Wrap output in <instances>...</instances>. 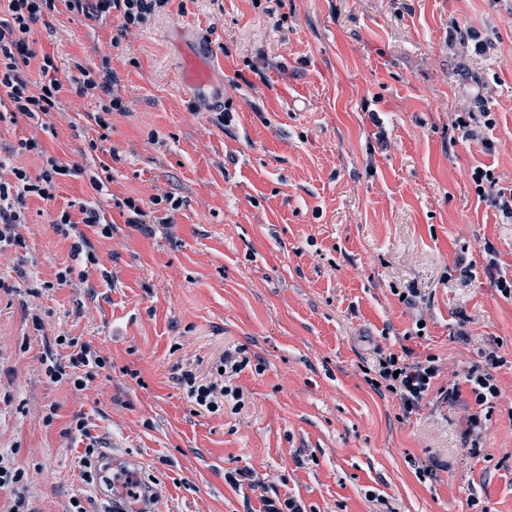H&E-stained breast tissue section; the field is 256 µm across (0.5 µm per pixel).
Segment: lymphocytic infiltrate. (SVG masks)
<instances>
[{
  "mask_svg": "<svg viewBox=\"0 0 512 512\" xmlns=\"http://www.w3.org/2000/svg\"><path fill=\"white\" fill-rule=\"evenodd\" d=\"M7 11L0 16V89L4 90L14 108L20 114L32 117L37 113H47L55 108L63 89L62 83L53 77L54 59L50 55L39 56L29 43L33 27L45 15L56 11L57 7L75 15L96 20L106 16L119 19V33L133 28H142L164 9L169 0H7ZM40 58V70L43 80L37 92H30L29 82L23 69L29 66L31 59ZM7 167L0 160V169ZM10 168V167H7ZM15 177L14 183L0 181V242L10 241L21 245L22 240L13 236L15 225L25 219V201L27 195L35 194L48 199L55 187V178L63 174L64 168L55 159H48L46 167L38 178H30L25 169L10 168ZM80 220H73L69 212H61L54 224L58 233L69 235L77 225L99 229L102 235H110L111 225L102 221L98 210L80 207ZM85 233L80 234L71 245L73 257H85L88 263H95L93 245ZM501 357L496 352L485 354L481 363L472 365L464 377L463 384H452L443 389L441 395L446 402H454L460 394L461 386H468L478 407L477 412L469 415L465 436L480 437L484 427L479 413L481 406L492 403L499 396L495 382L494 369L500 367ZM375 373L387 391L398 395L401 402L407 403L410 410L419 409L423 400L432 389V381L438 375V366L434 358L409 360L396 354L379 359ZM25 472L16 467L7 450L0 448V490H9L11 497L6 512H33L24 481Z\"/></svg>",
  "mask_w": 512,
  "mask_h": 512,
  "instance_id": "f902f5d3",
  "label": "lymphocytic infiltrate"
}]
</instances>
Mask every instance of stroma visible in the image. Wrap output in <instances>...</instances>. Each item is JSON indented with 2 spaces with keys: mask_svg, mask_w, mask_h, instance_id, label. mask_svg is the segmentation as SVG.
Returning a JSON list of instances; mask_svg holds the SVG:
<instances>
[{
  "mask_svg": "<svg viewBox=\"0 0 512 512\" xmlns=\"http://www.w3.org/2000/svg\"><path fill=\"white\" fill-rule=\"evenodd\" d=\"M118 25L58 9L25 74L37 88L43 54L65 84L108 63L125 111L67 87L35 118L0 105L1 159L33 177L50 157L67 168L52 199L27 196L25 248H0V448L38 512L130 503L83 481L91 439L152 483L143 512H262L266 497L512 512V298L496 286L512 280V0H169L143 28ZM190 44L220 61L213 94L177 76ZM31 138L42 153L20 152ZM126 198L152 233L127 224ZM83 205L112 226L88 231L90 268L53 226ZM66 269L69 285L45 289ZM74 340L107 360L80 390L43 363ZM488 349L504 361L492 407L466 388L443 401ZM240 353L241 403L192 412L181 372L211 381ZM391 353L436 359L415 413L367 380ZM244 468L252 481H226Z\"/></svg>",
  "mask_w": 512,
  "mask_h": 512,
  "instance_id": "stroma-1",
  "label": "stroma"
}]
</instances>
